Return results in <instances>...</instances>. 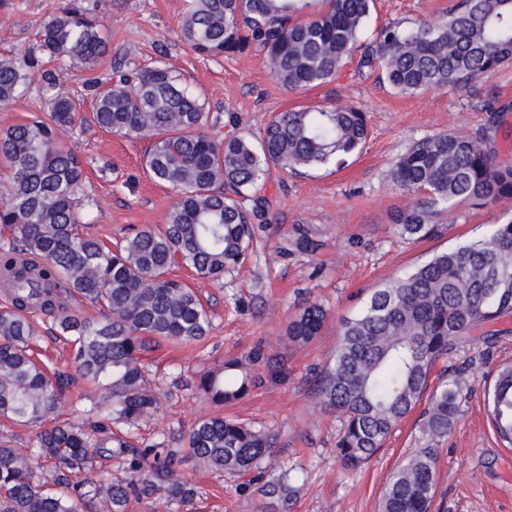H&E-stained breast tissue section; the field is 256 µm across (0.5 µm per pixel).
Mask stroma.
Instances as JSON below:
<instances>
[{"label": "stroma", "mask_w": 512, "mask_h": 512, "mask_svg": "<svg viewBox=\"0 0 512 512\" xmlns=\"http://www.w3.org/2000/svg\"><path fill=\"white\" fill-rule=\"evenodd\" d=\"M452 2L375 0L368 27L397 23L412 28L442 15ZM59 3L0 0V57L37 52L39 32ZM83 4L102 21L107 37L96 76L109 79L116 59L136 69L165 63L203 91L209 129L217 136L245 129L259 132L273 114L301 106L353 104L366 113V144L344 164L297 175L275 170L267 177L263 193L272 220L258 229L253 254L242 269L220 285L174 269V276L197 292L213 329L204 348L165 345L150 353L148 379L161 405L135 435L155 439L212 414L211 404L195 387L198 373L260 345L284 362L286 379L263 381L224 413L275 436L276 452L262 465L264 478L290 475L293 491L285 500L270 498L259 491L252 474L201 471L188 461L180 472L199 491L192 512H380L391 473L422 446L420 414L412 412L395 426L367 464L344 470L335 451L341 421L314 390L311 373L332 355L341 319L358 314L381 283L437 253L483 237L512 215V202L461 204L443 215L441 236L411 241L398 234L392 215L414 204L419 195L399 189L389 177L394 162L414 141L442 131H478L486 125L489 102L512 104V64L478 79L466 92L443 89L404 96L389 86L381 69L360 67L351 57L335 80L295 92L274 80L257 53L216 59L195 55L177 33L184 0ZM46 69L55 75L54 87L42 79ZM57 95L91 117L93 102L80 70L46 60L30 71L17 98L0 103V131L25 122L29 113ZM63 142L83 162L87 234L116 241L131 229L163 224L173 198L143 168L150 138L123 137L87 122L67 129ZM298 229L318 242L316 253L292 251ZM309 299L324 304L328 320L320 336L300 347L289 341L286 329L289 318ZM497 327L501 334L494 345L465 342L449 360L457 369L463 400L454 429L435 444L432 512H512V448L498 444L484 403L499 365L512 360V315Z\"/></svg>", "instance_id": "35a3bbf8"}]
</instances>
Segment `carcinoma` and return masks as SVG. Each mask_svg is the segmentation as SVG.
<instances>
[{
	"label": "carcinoma",
	"instance_id": "obj_1",
	"mask_svg": "<svg viewBox=\"0 0 512 512\" xmlns=\"http://www.w3.org/2000/svg\"><path fill=\"white\" fill-rule=\"evenodd\" d=\"M374 0H186L180 37L201 57L251 50L273 78L300 91L328 83L343 59L361 50L360 64L379 66L400 94L468 90L512 63V0H458L448 14L412 29L379 28L362 42ZM38 50L94 70L107 50L102 25L79 0H63L43 26ZM35 55L0 58V103L18 96ZM93 92L91 124L124 136L148 135L153 144L144 168L168 189L174 203L164 224L127 235L110 247L81 232L82 161L62 143L77 123L64 96L49 100V117L36 113L0 132V273L7 274L10 306L0 310V415L33 428L30 454L0 440V512H129L137 500L162 499L178 508L198 491L179 477L185 460L216 473L256 471L266 496L291 492L288 479L263 480L261 463L274 438L261 428L218 412L198 419L178 436L138 446L114 427L133 429L159 408L144 359L163 343L202 345L211 317L196 292L169 277L181 265L200 279L220 282L248 259L254 221H271L258 193L271 170L295 173L361 151L366 113L352 106L301 107L277 113L259 135L216 139L200 93L164 65L126 73ZM488 128L471 134L421 138L398 158L391 175L403 190L426 197L393 216L407 239L438 235L440 216L455 205L483 207L512 200V163L500 159L489 131L502 109L488 106ZM99 308L84 317L62 293ZM44 315L69 345L73 373L35 358L40 332L30 318ZM512 314V219L491 233L439 253L412 272L375 289L364 309L341 321L331 360L313 376L325 405L340 414L336 455L347 469L367 462L394 426L422 399L424 447L390 478L381 512H430L436 477L433 445L448 435L460 412L456 375L430 378L458 344ZM327 310L307 302L288 322V338L303 346L320 335ZM270 377L283 368L257 347L203 371L197 388L215 407L245 398L257 383L255 368ZM72 380L95 386L87 397L90 427L58 421L63 389ZM497 439L512 448V363L502 365L485 394ZM120 460L122 479L103 481L79 473L96 458Z\"/></svg>",
	"mask_w": 512,
	"mask_h": 512
}]
</instances>
